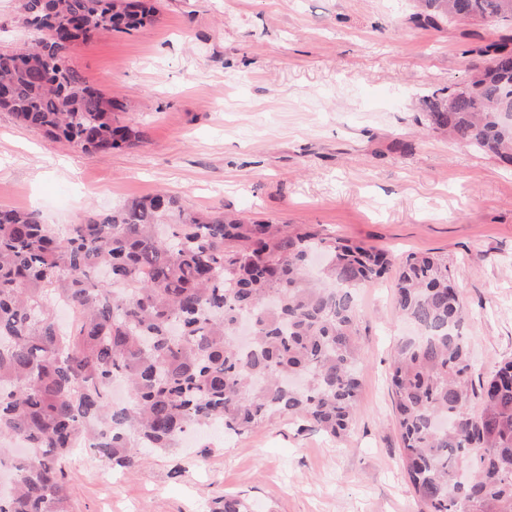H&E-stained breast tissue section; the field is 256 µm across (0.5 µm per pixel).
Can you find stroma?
<instances>
[{
	"label": "stroma",
	"instance_id": "1",
	"mask_svg": "<svg viewBox=\"0 0 512 512\" xmlns=\"http://www.w3.org/2000/svg\"><path fill=\"white\" fill-rule=\"evenodd\" d=\"M155 25L99 31L69 64L119 99L141 142L108 155L53 142L0 111V205L64 229L160 190L191 210L313 227L447 263L468 312L476 373L512 357V165L426 129L425 98L467 82L484 24L409 22L410 0H156ZM394 279L360 289L361 412L333 438L277 417L212 452L108 460L72 453L70 512H211L227 494L254 512H419L400 460L390 356L405 324ZM181 467L179 479L169 476Z\"/></svg>",
	"mask_w": 512,
	"mask_h": 512
}]
</instances>
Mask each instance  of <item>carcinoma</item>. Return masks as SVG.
Here are the masks:
<instances>
[{"label":"carcinoma","mask_w":512,"mask_h":512,"mask_svg":"<svg viewBox=\"0 0 512 512\" xmlns=\"http://www.w3.org/2000/svg\"><path fill=\"white\" fill-rule=\"evenodd\" d=\"M34 44L0 52V109L52 141L109 154L140 134L68 65L79 40L152 25L151 0H23ZM420 27L512 29V0H418ZM463 87L426 99L427 127L512 164V35ZM383 253L310 228L192 211L164 191L58 231L0 205V512H69L63 461L82 438L114 466L221 423L291 416L339 437L360 412L359 288ZM394 311L417 332L389 377L419 512H512V358L474 378L448 263L407 256ZM16 441L27 443L23 454ZM212 512H252L226 495Z\"/></svg>","instance_id":"cac0c4a2"}]
</instances>
